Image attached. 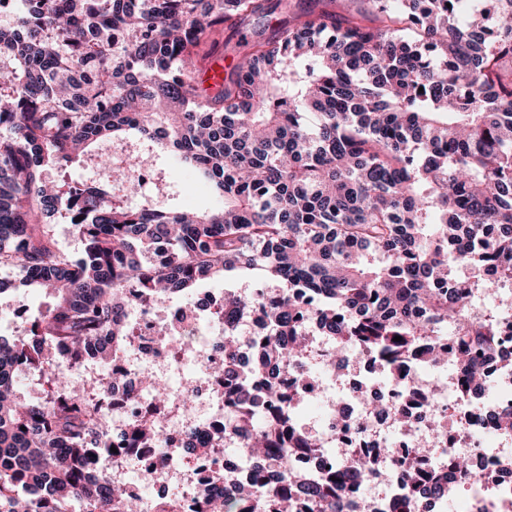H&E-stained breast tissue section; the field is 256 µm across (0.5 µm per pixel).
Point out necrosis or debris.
<instances>
[{
  "label": "necrosis or debris",
  "instance_id": "obj_1",
  "mask_svg": "<svg viewBox=\"0 0 512 512\" xmlns=\"http://www.w3.org/2000/svg\"><path fill=\"white\" fill-rule=\"evenodd\" d=\"M224 291H211L192 304L149 306L135 311L129 355H117L111 379L100 380L96 401L112 414V437L122 440L129 424L155 415L143 382L150 375L167 382L165 422L155 447L129 448L112 460V482L128 486L129 460L158 489L176 487L183 504L195 506L204 493L234 494L250 483L252 465L231 458L238 438L221 434L224 406L230 403L215 371L224 363V334L237 338L239 358L250 362L253 346L268 324L261 309L237 317L225 329L228 313ZM307 353L280 366L274 376L281 393L277 405L257 401L256 412L274 417L278 410L317 404L323 411L316 428L319 453L299 452L291 467L310 480L323 478L325 465L338 451L373 457V465L357 480L358 496L369 512H399L406 498L402 470L415 448L427 446V469L442 475L464 512H512V434L495 431V419L512 416V336L502 337L496 352L482 361L483 382L476 393L453 396L452 368L416 356L390 382L389 369L373 356H340L334 342L317 327L304 329ZM194 364V376L172 384L173 369ZM267 376L252 377L255 390L266 388ZM191 407H184L185 395ZM394 441H386V434ZM452 458L466 459L467 474L448 467ZM232 482H225V472Z\"/></svg>",
  "mask_w": 512,
  "mask_h": 512
}]
</instances>
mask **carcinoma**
Wrapping results in <instances>:
<instances>
[{
    "mask_svg": "<svg viewBox=\"0 0 512 512\" xmlns=\"http://www.w3.org/2000/svg\"><path fill=\"white\" fill-rule=\"evenodd\" d=\"M21 0L0 25V295L42 290L54 303L33 335H0V512H133L97 460L113 457L107 416L69 387L81 359L102 365L125 349L127 309L255 274L283 290L267 301L229 294L237 315L269 323L253 370H276L307 349L315 319L336 351L392 366L422 353L456 362V392L481 383L478 361L512 324L465 317L475 295L512 310L499 281L512 273V0L460 17L464 0H368L343 17L336 0ZM282 16L238 57L213 94L193 76L224 28ZM112 39L100 37V28ZM147 143L200 175L221 198L206 212L158 198L124 202L142 162L105 161L109 175L74 186L50 180L89 148ZM69 215L77 258L52 224ZM291 336L283 343L282 336ZM401 340L396 341L394 337ZM29 375L41 394L23 399ZM224 435L267 476L199 512H350L351 469L336 458L315 484L288 457L316 447L284 413L252 412L236 341L224 336ZM155 421L129 426L155 441ZM408 496L448 483L417 463Z\"/></svg>",
    "mask_w": 512,
    "mask_h": 512,
    "instance_id": "cac0c4a2",
    "label": "carcinoma"
}]
</instances>
